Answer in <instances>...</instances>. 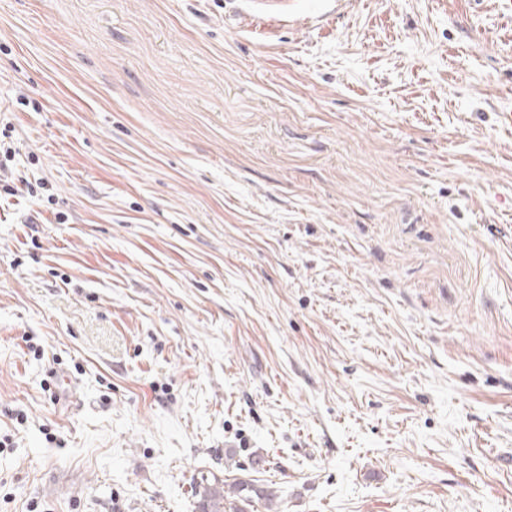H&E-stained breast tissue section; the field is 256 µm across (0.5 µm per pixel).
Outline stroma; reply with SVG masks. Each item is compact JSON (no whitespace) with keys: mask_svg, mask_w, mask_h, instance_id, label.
I'll return each instance as SVG.
<instances>
[{"mask_svg":"<svg viewBox=\"0 0 512 512\" xmlns=\"http://www.w3.org/2000/svg\"><path fill=\"white\" fill-rule=\"evenodd\" d=\"M4 128L0 512H512V0H0ZM210 475H201L195 487L200 512H245L239 503L248 501L251 498L250 493H254L257 497L261 495L269 505L275 498L273 491L255 488L244 481L230 484L226 495L224 481L211 473Z\"/></svg>","mask_w":512,"mask_h":512,"instance_id":"obj_1","label":"stroma"}]
</instances>
